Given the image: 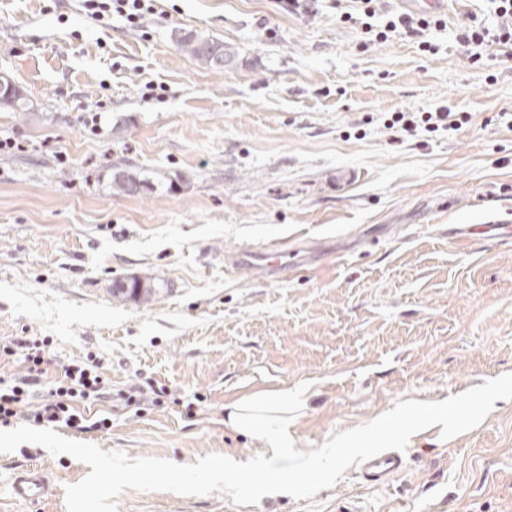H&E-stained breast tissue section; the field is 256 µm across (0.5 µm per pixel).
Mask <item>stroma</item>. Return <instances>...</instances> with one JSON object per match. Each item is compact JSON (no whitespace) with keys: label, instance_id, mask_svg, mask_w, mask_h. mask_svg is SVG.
Listing matches in <instances>:
<instances>
[{"label":"stroma","instance_id":"stroma-1","mask_svg":"<svg viewBox=\"0 0 512 512\" xmlns=\"http://www.w3.org/2000/svg\"><path fill=\"white\" fill-rule=\"evenodd\" d=\"M135 30L82 0H0V75L30 101L0 110V346L44 342L43 391L95 358L107 429L66 438L190 464L261 453L224 423L265 391L300 396L301 451L397 401H442L512 373V64H475L455 40L484 0H443L434 55L394 38L362 48L336 0L314 14L274 0H153ZM193 30L237 48L215 70L182 52ZM161 84V98L144 97ZM468 112L456 131L393 139L389 113ZM153 191L115 197L113 167ZM280 240L294 266L271 279L225 271L239 249ZM138 280L142 303L115 293ZM135 386L159 403L126 405ZM414 435L387 482L350 467L314 498L240 506L214 493L126 490L117 512H512V400L474 429ZM43 470L42 499L13 498ZM90 466L36 444L0 453V512H67ZM47 482L38 469H29L15 477L13 494L21 500L41 499L47 493Z\"/></svg>","mask_w":512,"mask_h":512}]
</instances>
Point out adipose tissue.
<instances>
[{
  "mask_svg": "<svg viewBox=\"0 0 512 512\" xmlns=\"http://www.w3.org/2000/svg\"><path fill=\"white\" fill-rule=\"evenodd\" d=\"M228 424L234 430L254 436L271 458L287 461L288 401L280 394L254 396L232 405Z\"/></svg>",
  "mask_w": 512,
  "mask_h": 512,
  "instance_id": "ef3b65f1",
  "label": "adipose tissue"
}]
</instances>
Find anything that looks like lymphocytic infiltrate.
<instances>
[{"label": "lymphocytic infiltrate", "instance_id": "lymphocytic-infiltrate-1", "mask_svg": "<svg viewBox=\"0 0 512 512\" xmlns=\"http://www.w3.org/2000/svg\"><path fill=\"white\" fill-rule=\"evenodd\" d=\"M495 23L473 22L459 26L455 35L458 44L468 52L472 61H480L485 51L493 47L512 46V0H490ZM88 15L101 25H110L113 18L123 19L129 27H140L146 14L152 13V0H83ZM341 22L361 27L369 42H384L400 36L417 42L423 52L434 54L436 43L430 40L431 31L444 28L445 22L430 13H378L374 0H359L357 9L341 12ZM472 120L467 112H395L386 126L396 133L413 134L422 130L436 133L457 130ZM24 349L27 370L23 377L0 388V423L10 424L12 419L25 418L37 424L63 423L81 431L105 428L107 419L84 416L81 404H92L111 399L112 392L97 374L93 365L73 363L64 369V382L54 396L38 405H31L30 387L37 385L44 376L47 362L41 346L15 339L13 346L5 348L6 356H13L16 349Z\"/></svg>", "mask_w": 512, "mask_h": 512}]
</instances>
